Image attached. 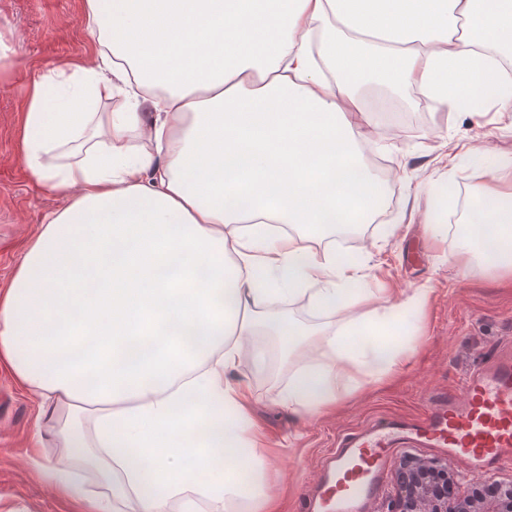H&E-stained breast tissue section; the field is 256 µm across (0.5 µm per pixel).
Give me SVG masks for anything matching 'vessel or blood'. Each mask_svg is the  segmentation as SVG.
<instances>
[{"mask_svg":"<svg viewBox=\"0 0 512 512\" xmlns=\"http://www.w3.org/2000/svg\"><path fill=\"white\" fill-rule=\"evenodd\" d=\"M404 445L440 449L475 475L511 462L512 348L483 359L462 393L435 395L423 417H381L339 436L300 512H372Z\"/></svg>","mask_w":512,"mask_h":512,"instance_id":"1","label":"vessel or blood"}]
</instances>
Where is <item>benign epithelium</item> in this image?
<instances>
[{
  "label": "benign epithelium",
  "mask_w": 512,
  "mask_h": 512,
  "mask_svg": "<svg viewBox=\"0 0 512 512\" xmlns=\"http://www.w3.org/2000/svg\"><path fill=\"white\" fill-rule=\"evenodd\" d=\"M439 468L434 461L415 458L395 474L402 505L399 512H512V483L505 485L493 478L483 481L493 489L489 495L448 506V497L424 479L428 471Z\"/></svg>",
  "instance_id": "obj_1"
}]
</instances>
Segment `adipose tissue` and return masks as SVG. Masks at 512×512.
I'll use <instances>...</instances> for the list:
<instances>
[{
  "label": "adipose tissue",
  "instance_id": "ef3b65f1",
  "mask_svg": "<svg viewBox=\"0 0 512 512\" xmlns=\"http://www.w3.org/2000/svg\"><path fill=\"white\" fill-rule=\"evenodd\" d=\"M85 4L93 65L28 96L27 167L65 203L0 291V361L40 397V434L63 451L47 480L94 512H277L243 360L263 363L277 337L297 362L278 405L335 408L407 360L390 313L428 294L357 287L364 265L315 233L384 205L359 91L413 88L470 112L490 88L512 107V83L480 52H512V0ZM114 97L123 111H94ZM447 260L512 276V181L483 194ZM298 299L369 311L305 327L284 309Z\"/></svg>",
  "mask_w": 512,
  "mask_h": 512
}]
</instances>
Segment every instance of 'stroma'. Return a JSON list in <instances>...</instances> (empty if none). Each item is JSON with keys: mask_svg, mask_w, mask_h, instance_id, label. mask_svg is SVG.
Wrapping results in <instances>:
<instances>
[{"mask_svg": "<svg viewBox=\"0 0 512 512\" xmlns=\"http://www.w3.org/2000/svg\"><path fill=\"white\" fill-rule=\"evenodd\" d=\"M0 42L14 52L0 58L2 289L30 237L62 204L34 181L24 161L21 128L30 85L40 75L89 66L99 45L86 26L85 0H0ZM380 100L385 109L376 120L396 147L372 166L375 175L392 178L384 210L374 222L343 231L341 239L348 252L368 263L367 286L375 293L395 297L423 284L430 292L420 313L391 314L398 340L411 350L402 367L364 385L336 409L299 419L275 405L291 371L278 342L270 344L266 369L241 365L238 376L253 393L250 414L269 450L268 490L280 512H297L320 458L340 433L379 416L422 415L429 395L461 391L482 358L512 344V281L492 269L466 275L442 261L449 244L460 237L458 213L468 212L497 183L493 175L465 164L448 167V148L476 145L492 157H512V112L490 101L475 112H453L421 100L411 89L394 94L366 89L367 104ZM447 184L453 187V204L432 237L423 229L422 216L435 205L436 190ZM38 428L37 396L0 362V512H85V504L59 495L46 480L43 467L58 451L40 440ZM410 457L439 462L454 480L456 497H465L481 481L427 448L397 449L391 470Z\"/></svg>", "mask_w": 512, "mask_h": 512, "instance_id": "1", "label": "stroma"}]
</instances>
